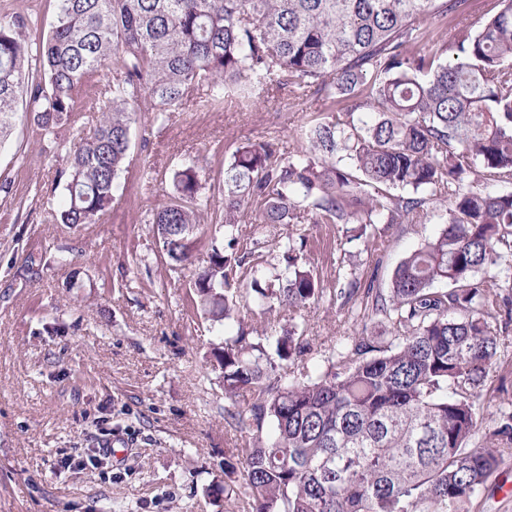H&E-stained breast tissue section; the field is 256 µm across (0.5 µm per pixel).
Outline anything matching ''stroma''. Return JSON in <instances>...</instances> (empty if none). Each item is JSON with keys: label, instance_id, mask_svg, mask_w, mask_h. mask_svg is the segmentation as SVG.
Returning a JSON list of instances; mask_svg holds the SVG:
<instances>
[{"label": "stroma", "instance_id": "1", "mask_svg": "<svg viewBox=\"0 0 512 512\" xmlns=\"http://www.w3.org/2000/svg\"><path fill=\"white\" fill-rule=\"evenodd\" d=\"M331 118L315 95L284 91L243 111L190 103L163 121L142 103L111 211L70 229L44 213L65 163L17 115L0 142V512H224V465L245 451L211 355L224 332L187 309L192 272L169 271L150 220L183 166L198 167L217 210L239 145L293 152L302 129ZM440 229L432 216L395 225L373 253L364 240L345 241L341 225L300 227L305 259L328 292L351 273L387 289L401 260ZM291 230L239 224L260 284L281 272ZM303 316L312 368L325 346L361 329L325 303ZM499 352L479 399L488 427L512 411V325ZM105 441L116 456L88 464ZM66 457L75 461L68 469ZM471 512H512V457Z\"/></svg>", "mask_w": 512, "mask_h": 512}]
</instances>
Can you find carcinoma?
<instances>
[{"mask_svg":"<svg viewBox=\"0 0 512 512\" xmlns=\"http://www.w3.org/2000/svg\"><path fill=\"white\" fill-rule=\"evenodd\" d=\"M51 31L38 17L0 18V138L20 99L43 141L65 153L64 195L49 215L69 228L112 207L139 102L160 113L230 88L312 90L346 118L300 133L296 153L236 148L224 168L222 236L189 282L192 307L237 326L214 348L229 413L248 436L241 468H224L226 512H470L512 454V415L483 429L477 407L496 367L509 300L486 276L512 282V0L480 24L468 0H58ZM454 22L451 40L433 30ZM82 112L101 114L90 131ZM177 195L152 216L170 269L195 263L208 200L200 171L174 173ZM444 227L396 267L390 288L355 276L331 294L381 344L358 333L309 369L301 311L323 299L303 262L306 236H288L284 281L256 288L260 313L288 317L275 341L253 313L237 269L238 224H405L428 211ZM443 284L438 289L435 284ZM273 434L263 435L265 422Z\"/></svg>","mask_w":512,"mask_h":512,"instance_id":"cac0c4a2","label":"carcinoma"}]
</instances>
